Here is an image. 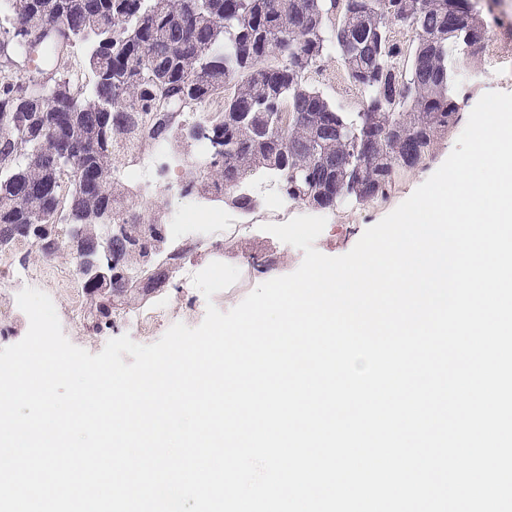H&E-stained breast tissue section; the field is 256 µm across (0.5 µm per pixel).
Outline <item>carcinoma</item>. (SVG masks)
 Masks as SVG:
<instances>
[{
    "instance_id": "carcinoma-1",
    "label": "carcinoma",
    "mask_w": 512,
    "mask_h": 512,
    "mask_svg": "<svg viewBox=\"0 0 512 512\" xmlns=\"http://www.w3.org/2000/svg\"><path fill=\"white\" fill-rule=\"evenodd\" d=\"M0 55L32 47L46 24L88 45L84 91L65 75L27 84L0 77V227L55 257L80 230L99 242L98 216L123 226L112 273L82 282L96 329L110 307L130 306L171 279L155 262L166 237L141 222L142 202L124 181L134 135L173 151L209 150L186 193L221 188L244 213L265 172L295 204L333 209L387 199L398 172L431 154L459 120L457 97L487 23L472 0H9ZM414 28L403 46L392 27ZM336 52L364 94L340 112L308 74ZM199 130L182 138L174 113Z\"/></svg>"
}]
</instances>
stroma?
I'll list each match as a JSON object with an SVG mask.
<instances>
[{"instance_id":"obj_1","label":"stroma","mask_w":512,"mask_h":512,"mask_svg":"<svg viewBox=\"0 0 512 512\" xmlns=\"http://www.w3.org/2000/svg\"><path fill=\"white\" fill-rule=\"evenodd\" d=\"M480 13L490 20L487 40L474 55L476 71L470 79L465 97L460 101V117L468 119L480 97L489 91L512 93V0H476ZM316 85L342 112L362 109L360 90L348 81L336 53H329L318 69L309 74ZM455 125L434 144L430 157L414 169L398 173L389 197L369 205L345 203L326 211V226L314 243L327 256L349 252L364 231L378 223L407 199L446 160L461 134ZM254 192L261 200L248 214L232 205L224 207V233L213 244L190 254L194 263L221 261L240 270L239 280L224 291L219 308L229 311L259 284L294 272L303 260V252L265 232L268 224H282L308 214V207L282 199L269 180L255 182Z\"/></svg>"}]
</instances>
